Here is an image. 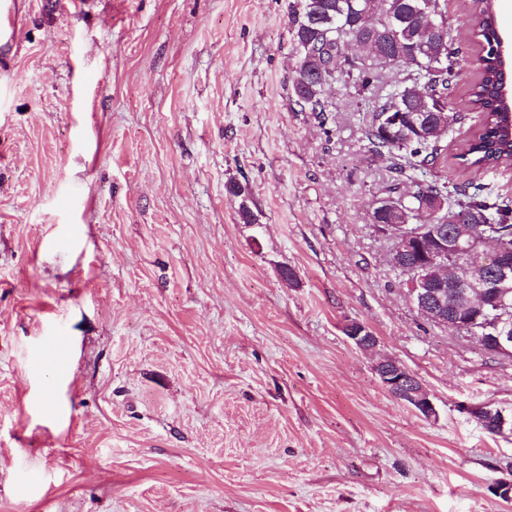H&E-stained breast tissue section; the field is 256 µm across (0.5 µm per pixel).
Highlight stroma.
<instances>
[{
    "mask_svg": "<svg viewBox=\"0 0 512 512\" xmlns=\"http://www.w3.org/2000/svg\"><path fill=\"white\" fill-rule=\"evenodd\" d=\"M10 3L0 512H512V433L457 408L512 412V360L399 288L364 102L330 91L328 139L289 99L297 0ZM446 6L461 102L480 40L470 0ZM56 334L65 362L33 367ZM384 356L435 418L385 390ZM386 358L389 357H382L375 365V373L383 387L393 397L424 417H435L437 414L435 405L430 393L420 380L406 367L401 366L398 360L389 358V361H383Z\"/></svg>",
    "mask_w": 512,
    "mask_h": 512,
    "instance_id": "1",
    "label": "stroma"
}]
</instances>
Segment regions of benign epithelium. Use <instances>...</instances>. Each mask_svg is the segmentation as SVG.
<instances>
[{
    "label": "benign epithelium",
    "mask_w": 512,
    "mask_h": 512,
    "mask_svg": "<svg viewBox=\"0 0 512 512\" xmlns=\"http://www.w3.org/2000/svg\"><path fill=\"white\" fill-rule=\"evenodd\" d=\"M377 209L387 211L391 224L387 225L385 237L392 243L394 253L403 259L422 243V237L411 231L410 219L407 212L399 205L396 198L385 199L375 205ZM471 218L462 220V226L457 228L447 238L437 239V247L425 254L424 266H432L448 261V251L460 249V239L470 237ZM478 258H486V263L497 269V278L493 281L477 282L470 278H450L436 280L424 276L421 271L411 274L406 295L416 309L430 318L438 326L457 329L462 322L456 307L446 299V295L463 290L471 296L483 300V310H488L502 300L506 293L503 289L512 285V255L504 250H495L486 255L477 254ZM348 337L356 346L362 349H374L378 344L377 337L360 323L347 326ZM489 344L501 353H512V325L505 323L497 327L496 332L488 337ZM383 387L396 399L426 418L437 414L430 393L420 380L410 371L391 358L385 362L380 360L375 365ZM461 409L480 424H489L498 434L512 431V414L505 410L486 404H463Z\"/></svg>",
    "instance_id": "1"
}]
</instances>
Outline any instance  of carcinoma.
Here are the masks:
<instances>
[{
  "mask_svg": "<svg viewBox=\"0 0 512 512\" xmlns=\"http://www.w3.org/2000/svg\"><path fill=\"white\" fill-rule=\"evenodd\" d=\"M425 10L448 27L444 0H300L292 18L298 54L294 103L312 113L329 138L335 106L327 90L340 84L354 91L367 102L370 114L363 131L365 148L388 162L390 178L382 197L402 201L418 229L426 226L423 212L429 202L440 198L450 218H483L474 227L476 240L512 249V200L493 199L475 182L484 171L512 166V120L500 107L502 73L489 39L499 25L495 0H472L471 23L483 43L468 104L483 117L479 133L454 155L465 180L451 189L446 181L422 184L416 177L428 166L448 163V139L427 136L423 126L444 114L451 133L459 120L451 91L460 50L447 34L419 39ZM363 25L392 33L390 41L369 57L350 55L345 51L350 32Z\"/></svg>",
  "mask_w": 512,
  "mask_h": 512,
  "instance_id": "1",
  "label": "carcinoma"
}]
</instances>
